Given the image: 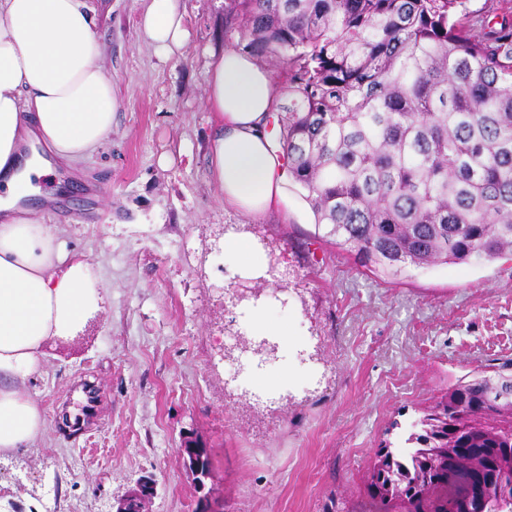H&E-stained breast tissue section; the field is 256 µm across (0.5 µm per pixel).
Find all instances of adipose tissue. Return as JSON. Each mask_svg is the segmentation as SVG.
Here are the masks:
<instances>
[{
  "instance_id": "adipose-tissue-1",
  "label": "adipose tissue",
  "mask_w": 512,
  "mask_h": 512,
  "mask_svg": "<svg viewBox=\"0 0 512 512\" xmlns=\"http://www.w3.org/2000/svg\"><path fill=\"white\" fill-rule=\"evenodd\" d=\"M179 2L149 0L141 19L165 58L189 41ZM205 95L210 178L225 209L296 216L270 126L271 73L228 48L208 68ZM118 108L89 0H0V455L36 443L45 417L29 385L43 373L46 348L77 336L105 301L93 264L65 253L57 229L21 201L35 180L74 171L94 152ZM224 250L240 277L270 279L265 245L253 233L228 228Z\"/></svg>"
}]
</instances>
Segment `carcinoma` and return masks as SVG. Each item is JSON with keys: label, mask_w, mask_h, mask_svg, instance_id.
<instances>
[{"label": "carcinoma", "mask_w": 512, "mask_h": 512, "mask_svg": "<svg viewBox=\"0 0 512 512\" xmlns=\"http://www.w3.org/2000/svg\"><path fill=\"white\" fill-rule=\"evenodd\" d=\"M237 46L277 57L288 173L317 230L362 267L512 255V13L466 0H232ZM488 28L483 35L474 29ZM512 363L448 387L376 455L378 512H512ZM495 463L477 489L463 473Z\"/></svg>", "instance_id": "cac0c4a2"}]
</instances>
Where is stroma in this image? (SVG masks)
<instances>
[{"label":"stroma","mask_w":512,"mask_h":512,"mask_svg":"<svg viewBox=\"0 0 512 512\" xmlns=\"http://www.w3.org/2000/svg\"><path fill=\"white\" fill-rule=\"evenodd\" d=\"M230 0H181L190 40L162 58L140 21L148 0H95L120 106L109 140L59 202L27 199L107 289L80 336L46 349L30 385L46 426L0 456V512H111L140 479L148 512H195L186 439L208 448L223 512H374L382 443L473 368L512 361V258L411 271L361 267L314 225L260 218L279 249L286 302L240 309L224 229L248 223L210 181L212 55L235 46ZM170 156L160 166V156ZM284 325L275 363L222 361L254 316Z\"/></svg>","instance_id":"stroma-1"}]
</instances>
